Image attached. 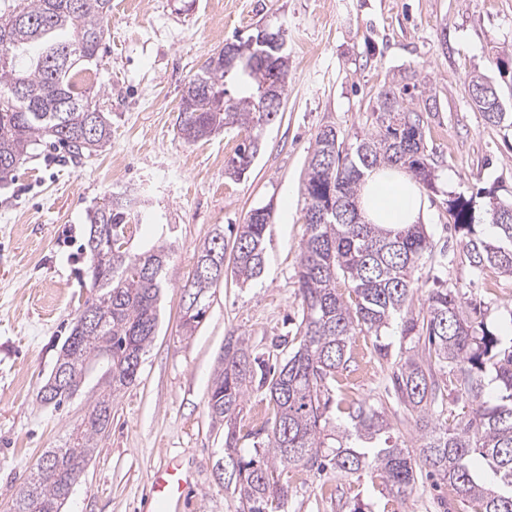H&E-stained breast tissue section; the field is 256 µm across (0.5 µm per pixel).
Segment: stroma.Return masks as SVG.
Returning <instances> with one entry per match:
<instances>
[{"label":"stroma","mask_w":512,"mask_h":512,"mask_svg":"<svg viewBox=\"0 0 512 512\" xmlns=\"http://www.w3.org/2000/svg\"><path fill=\"white\" fill-rule=\"evenodd\" d=\"M87 93L98 95L112 126L98 151L71 159L36 145L14 180L0 183V512L36 461L84 415L86 396L56 409L41 404L59 349L94 296L85 253L89 216L119 194L148 200L128 225L139 253L159 236L174 241L158 332L136 381L112 404V424L62 512H154L150 478L178 460L192 481L180 512H239L215 477L224 427L207 410V392L225 336L248 337L271 361L297 344L296 296L305 234L302 194L317 133L330 127L350 144L375 127L376 96L392 77L416 74L413 105L424 108L427 152L435 166L424 190V225L439 254L421 271L422 308L431 288L457 292L491 331L512 324V277L469 266L448 202L475 197L512 203V124L492 125L468 94L481 74L512 113V0H112ZM282 29L290 71L276 120L264 128L253 167L229 178L227 162L248 130L187 144L175 126L182 89L234 35ZM271 205L263 274L250 286L225 280L209 292L204 319L180 327L183 286L199 248L215 230L232 242L248 212ZM370 336L352 339L333 400L377 403L391 386V364ZM273 416L263 391L250 390L237 418L243 455L265 439ZM284 512H474L446 485L419 478L397 497L381 478L324 470L286 477Z\"/></svg>","instance_id":"1"}]
</instances>
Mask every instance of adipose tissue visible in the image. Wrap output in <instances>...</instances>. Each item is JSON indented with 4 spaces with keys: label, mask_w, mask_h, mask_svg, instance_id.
<instances>
[{
    "label": "adipose tissue",
    "mask_w": 512,
    "mask_h": 512,
    "mask_svg": "<svg viewBox=\"0 0 512 512\" xmlns=\"http://www.w3.org/2000/svg\"><path fill=\"white\" fill-rule=\"evenodd\" d=\"M360 207L370 223L391 227L420 223L426 201L418 185L401 169L382 167L365 177Z\"/></svg>",
    "instance_id": "ef3b65f1"
}]
</instances>
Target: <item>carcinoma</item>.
I'll return each instance as SVG.
<instances>
[{
  "label": "carcinoma",
  "mask_w": 512,
  "mask_h": 512,
  "mask_svg": "<svg viewBox=\"0 0 512 512\" xmlns=\"http://www.w3.org/2000/svg\"><path fill=\"white\" fill-rule=\"evenodd\" d=\"M24 22L0 16V181L10 180L43 136L52 145L81 157L106 144L111 125L91 98L77 91L72 70L99 54L111 0H18ZM264 30L232 41L233 54L210 55L184 86L177 130L187 143L209 139L220 129L250 128L255 134L227 162V174L241 178L252 166L260 132L278 113L261 107L260 87L268 81L281 94L288 89V53L267 49L259 56ZM229 97H224V91ZM410 85L389 83L378 95L376 129L346 149L335 130L320 131L303 185L306 234L301 243L297 295L301 319L298 345L281 363L264 366L244 336L224 338L223 352L207 393L211 419L224 425V486L241 512H282L288 486L282 474L293 469H324L355 474L371 470L401 495L417 481L416 467L446 483L476 512H512V333L496 334L467 315L448 288H433L413 314L420 271L433 257L421 224L387 228L365 221L358 192L369 170L391 166L409 171L434 188V167L425 146L420 111L404 105ZM334 158L330 182L314 160ZM454 228L465 238L463 255L477 270L494 267L512 277V204L491 202L486 209L494 233L474 223L473 199L449 201ZM131 218L129 201L115 197L91 219L86 251L87 275L97 294L96 325L81 333L72 326L55 367L68 381L57 389L53 406L73 399L92 364L106 362L104 385L81 422L63 443L44 455L54 470H34L11 500L9 512H61L93 448L110 423L100 422L117 393L136 381L145 349L156 335L159 302L167 285L171 246L159 242L134 255L123 250ZM271 210L250 211L238 225L224 272L244 286L264 270ZM224 231L218 229L198 252L192 277L183 285V327L193 331L206 313V296L220 283L214 265L224 259ZM354 298L339 293L338 281ZM400 321V355L393 362L397 403L415 418L416 451L393 440L383 407L359 403L341 410L336 434L325 428L336 373L349 360L351 339L375 337L380 358L389 355L383 329ZM79 336L76 342L71 337ZM456 400L467 404L453 426L442 421L448 376ZM264 390L274 418L266 439L246 458L237 451L235 421L248 387Z\"/></svg>",
  "instance_id": "cac0c4a2"
}]
</instances>
